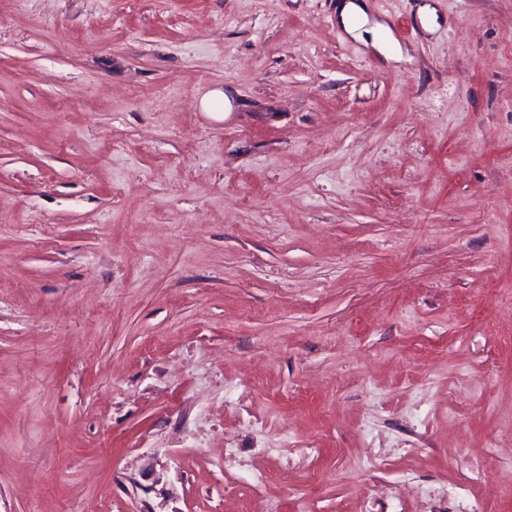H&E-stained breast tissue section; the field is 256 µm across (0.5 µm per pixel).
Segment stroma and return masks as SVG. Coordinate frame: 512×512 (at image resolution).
<instances>
[{"label":"stroma","instance_id":"obj_1","mask_svg":"<svg viewBox=\"0 0 512 512\" xmlns=\"http://www.w3.org/2000/svg\"><path fill=\"white\" fill-rule=\"evenodd\" d=\"M368 4L0 0V512H512V0ZM338 3V20L347 33L361 38L362 29L369 23L366 0H341ZM359 1V2H356Z\"/></svg>","mask_w":512,"mask_h":512}]
</instances>
